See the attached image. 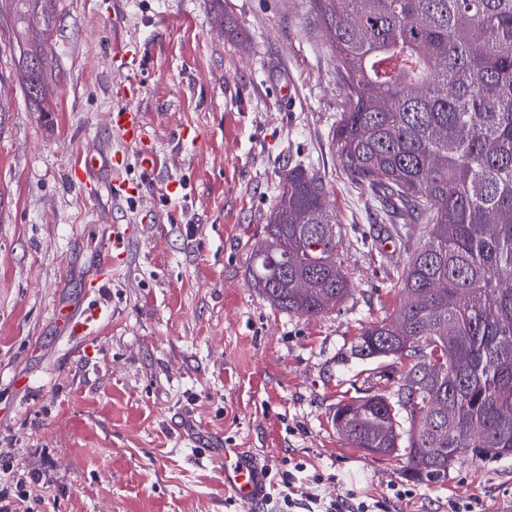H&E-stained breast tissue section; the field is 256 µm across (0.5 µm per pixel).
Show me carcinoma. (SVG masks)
Listing matches in <instances>:
<instances>
[{"label": "carcinoma", "mask_w": 512, "mask_h": 512, "mask_svg": "<svg viewBox=\"0 0 512 512\" xmlns=\"http://www.w3.org/2000/svg\"><path fill=\"white\" fill-rule=\"evenodd\" d=\"M33 26L39 0H15ZM344 91L332 146L373 207L423 236L392 314L363 328L361 359L405 358L415 389L342 400L331 422L351 448L405 458L440 483L458 463L512 456V0H311ZM25 56L21 91L38 111L48 60ZM321 177L280 176L265 252L250 283L314 318L351 293ZM445 357L433 380L419 353Z\"/></svg>", "instance_id": "cac0c4a2"}]
</instances>
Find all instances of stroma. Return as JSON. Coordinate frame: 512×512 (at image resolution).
I'll use <instances>...</instances> for the list:
<instances>
[{"label": "stroma", "instance_id": "stroma-1", "mask_svg": "<svg viewBox=\"0 0 512 512\" xmlns=\"http://www.w3.org/2000/svg\"><path fill=\"white\" fill-rule=\"evenodd\" d=\"M46 15L45 111L20 93L18 54L0 53V491L18 466L43 477L25 512H252L209 457L218 436L272 476L293 471L300 495L512 512V457L428 485L332 426L340 400L394 391L411 367L352 347L396 304L419 230L376 221L338 165L343 91L310 0H48ZM123 107L152 133L154 175L108 122ZM86 152L120 156L121 193L71 180ZM298 164L328 189L352 288L314 319L248 282L280 174ZM115 231L127 256L99 290ZM95 306L98 334L62 320Z\"/></svg>", "mask_w": 512, "mask_h": 512}]
</instances>
